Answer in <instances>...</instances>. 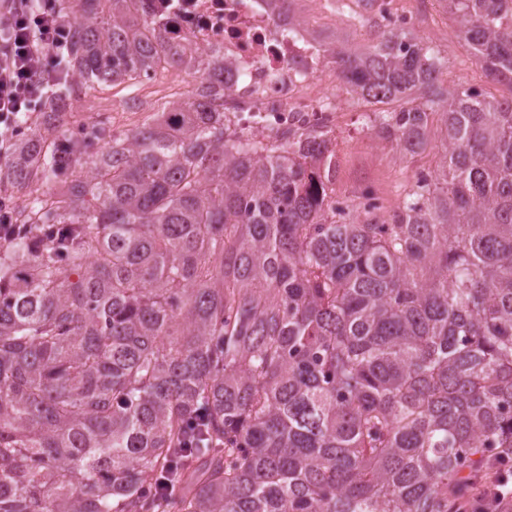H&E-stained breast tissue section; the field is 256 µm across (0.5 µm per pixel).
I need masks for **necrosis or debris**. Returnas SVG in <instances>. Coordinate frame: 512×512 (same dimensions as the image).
Masks as SVG:
<instances>
[{
  "mask_svg": "<svg viewBox=\"0 0 512 512\" xmlns=\"http://www.w3.org/2000/svg\"><path fill=\"white\" fill-rule=\"evenodd\" d=\"M150 14L169 41L190 38L199 59L224 60V116L237 136L283 144L307 125L331 129L335 98L312 94L336 66L324 43L270 0H151Z\"/></svg>",
  "mask_w": 512,
  "mask_h": 512,
  "instance_id": "obj_1",
  "label": "necrosis or debris"
}]
</instances>
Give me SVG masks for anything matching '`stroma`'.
<instances>
[{
    "label": "stroma",
    "instance_id": "stroma-1",
    "mask_svg": "<svg viewBox=\"0 0 512 512\" xmlns=\"http://www.w3.org/2000/svg\"><path fill=\"white\" fill-rule=\"evenodd\" d=\"M297 7L311 14L317 26L335 30L346 46L368 45L375 38L373 21H351L358 0H297ZM394 7L411 18L413 32L433 49L440 61L443 85L475 87L497 98L512 95L511 87L492 82L470 60L466 46L455 36L456 21L442 0H394ZM192 89L191 75L178 69L169 70L155 85L140 79L101 84L76 107L63 109L60 125L77 133L99 120L113 131L131 132L151 121L163 103L187 99ZM369 114V109L358 102L337 105L332 134L336 173L331 189L350 202L358 200L363 191H371L390 213L399 208L420 175L437 170L443 147L435 137L425 152L413 157L401 155L390 142L377 137Z\"/></svg>",
    "mask_w": 512,
    "mask_h": 512
}]
</instances>
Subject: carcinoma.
<instances>
[{"instance_id":"cac0c4a2","label":"carcinoma","mask_w":512,"mask_h":512,"mask_svg":"<svg viewBox=\"0 0 512 512\" xmlns=\"http://www.w3.org/2000/svg\"><path fill=\"white\" fill-rule=\"evenodd\" d=\"M62 2L51 100L192 52L147 0ZM443 2L512 86V0ZM329 52L401 153L442 122L388 216L333 205L330 132L229 131L222 61L138 130L20 136L48 192L0 242V512H456L512 465V96L444 87L408 29Z\"/></svg>"}]
</instances>
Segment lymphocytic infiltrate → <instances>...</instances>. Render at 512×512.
<instances>
[{
	"instance_id": "obj_1",
	"label": "lymphocytic infiltrate",
	"mask_w": 512,
	"mask_h": 512,
	"mask_svg": "<svg viewBox=\"0 0 512 512\" xmlns=\"http://www.w3.org/2000/svg\"><path fill=\"white\" fill-rule=\"evenodd\" d=\"M70 20L61 0H0V162L13 157L23 118L67 74ZM512 475L487 467L459 512H504Z\"/></svg>"
}]
</instances>
